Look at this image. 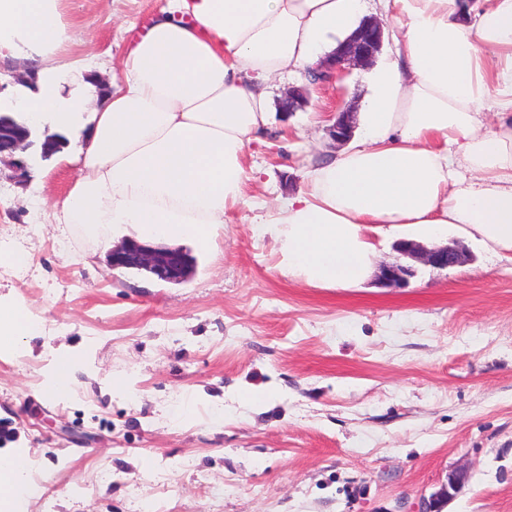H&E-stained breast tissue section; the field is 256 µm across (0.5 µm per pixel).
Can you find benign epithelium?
<instances>
[{"label": "benign epithelium", "instance_id": "7a95c632", "mask_svg": "<svg viewBox=\"0 0 512 512\" xmlns=\"http://www.w3.org/2000/svg\"><path fill=\"white\" fill-rule=\"evenodd\" d=\"M384 46L383 25L374 20L363 21L360 27L334 53L308 71L309 84L324 86L333 82L337 76L350 66L368 67L374 63ZM284 111L292 113L304 106V89L294 88L288 91ZM353 112L348 107L336 110L335 120L327 129L330 140L343 145L351 140L354 132ZM31 139V129L24 121L0 123V166L10 170L9 177L21 182L28 177L29 155L27 151L37 145ZM41 156L52 155L57 142L46 138L39 143ZM394 250L407 262L399 260L385 263L378 269L377 283L384 288H404L415 277L418 266L433 269H447L463 264L467 256L456 246L443 245L427 248L419 243L399 241ZM108 264L113 269L144 271L158 281L179 284L186 281L193 272L194 261L178 248L151 246L134 239H127L112 248L108 254ZM465 479V472L457 470L448 475V486L439 494L424 498L418 512H441V501L452 497Z\"/></svg>", "mask_w": 512, "mask_h": 512}]
</instances>
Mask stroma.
I'll return each instance as SVG.
<instances>
[{"label": "stroma", "mask_w": 512, "mask_h": 512, "mask_svg": "<svg viewBox=\"0 0 512 512\" xmlns=\"http://www.w3.org/2000/svg\"><path fill=\"white\" fill-rule=\"evenodd\" d=\"M165 3L68 0L63 67L90 56L119 81L131 27ZM367 74L289 116L305 74L270 81L259 178L207 247L180 242L196 261L180 284L109 266L131 230L59 223L78 177L66 154L34 159L25 185L0 179V253L26 257L0 263V304L41 322L31 350L0 349V453L40 476L23 512H416L458 468L442 512H512V259L456 237L469 261L408 287L310 288L253 230L328 153L323 116L363 110ZM73 352L83 371L53 396Z\"/></svg>", "instance_id": "stroma-1"}]
</instances>
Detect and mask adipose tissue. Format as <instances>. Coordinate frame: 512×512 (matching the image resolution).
<instances>
[{
    "mask_svg": "<svg viewBox=\"0 0 512 512\" xmlns=\"http://www.w3.org/2000/svg\"><path fill=\"white\" fill-rule=\"evenodd\" d=\"M64 0H0V59L32 85L0 112L63 136L79 165L60 223L130 224L146 244L192 238L243 199L247 148L271 118L267 80L314 67L358 27L363 0H167L130 44L124 75L91 107ZM394 57L369 74L362 138L312 165L258 231L310 288H357L370 234L451 233L512 254V0H379Z\"/></svg>",
    "mask_w": 512,
    "mask_h": 512,
    "instance_id": "obj_1",
    "label": "adipose tissue"
}]
</instances>
